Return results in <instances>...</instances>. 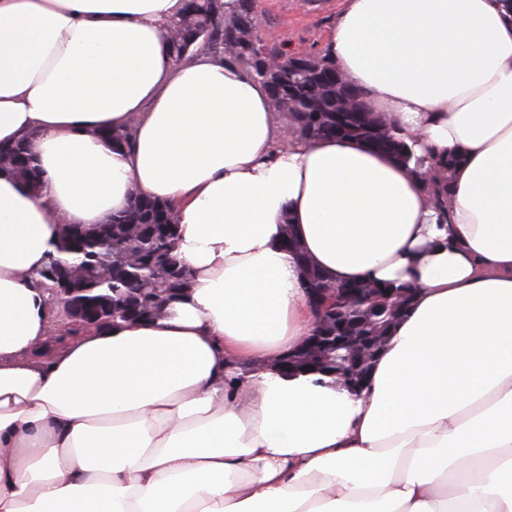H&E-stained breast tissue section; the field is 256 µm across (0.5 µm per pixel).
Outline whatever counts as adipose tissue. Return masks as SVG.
I'll use <instances>...</instances> for the list:
<instances>
[{
    "label": "adipose tissue",
    "mask_w": 512,
    "mask_h": 512,
    "mask_svg": "<svg viewBox=\"0 0 512 512\" xmlns=\"http://www.w3.org/2000/svg\"><path fill=\"white\" fill-rule=\"evenodd\" d=\"M182 5L0 0V143L43 171H0V512H512V7L342 0L325 42L416 154L459 157L441 202L296 138L241 66L175 63ZM137 196L173 206L189 288L27 362L62 224ZM289 235L334 284L414 295L360 393L274 367L315 323Z\"/></svg>",
    "instance_id": "obj_1"
}]
</instances>
